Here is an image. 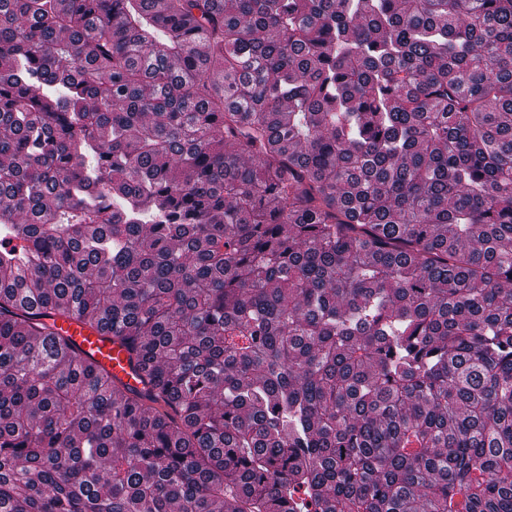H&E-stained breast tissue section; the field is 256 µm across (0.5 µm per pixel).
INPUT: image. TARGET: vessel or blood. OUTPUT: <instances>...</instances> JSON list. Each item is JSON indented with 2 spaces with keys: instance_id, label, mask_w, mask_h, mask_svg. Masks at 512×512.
Listing matches in <instances>:
<instances>
[{
  "instance_id": "vessel-or-blood-1",
  "label": "vessel or blood",
  "mask_w": 512,
  "mask_h": 512,
  "mask_svg": "<svg viewBox=\"0 0 512 512\" xmlns=\"http://www.w3.org/2000/svg\"><path fill=\"white\" fill-rule=\"evenodd\" d=\"M63 336L70 339L84 356L105 367L129 386H137L138 374L129 363L128 354L109 331L89 329L75 320H58Z\"/></svg>"
}]
</instances>
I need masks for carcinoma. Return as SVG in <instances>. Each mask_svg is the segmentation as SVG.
I'll use <instances>...</instances> for the list:
<instances>
[{
	"instance_id": "1",
	"label": "carcinoma",
	"mask_w": 512,
	"mask_h": 512,
	"mask_svg": "<svg viewBox=\"0 0 512 512\" xmlns=\"http://www.w3.org/2000/svg\"><path fill=\"white\" fill-rule=\"evenodd\" d=\"M1 57L0 512H512V0H0ZM57 328L84 356L105 367L131 387L140 388L138 372L129 364L128 354L107 330L89 329L75 320L58 319Z\"/></svg>"
}]
</instances>
